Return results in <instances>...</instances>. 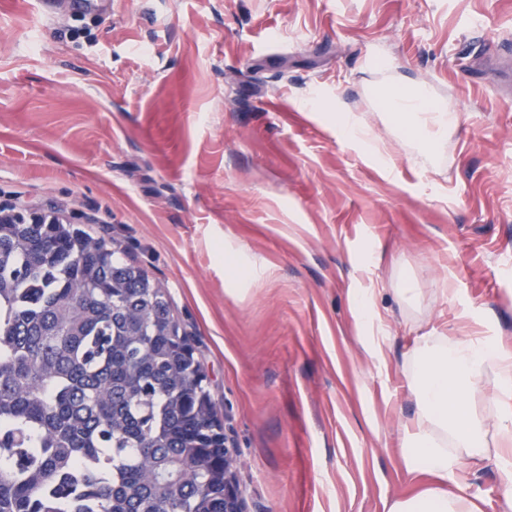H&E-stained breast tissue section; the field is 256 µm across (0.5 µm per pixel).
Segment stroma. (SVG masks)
I'll return each instance as SVG.
<instances>
[{
    "label": "stroma",
    "mask_w": 512,
    "mask_h": 512,
    "mask_svg": "<svg viewBox=\"0 0 512 512\" xmlns=\"http://www.w3.org/2000/svg\"><path fill=\"white\" fill-rule=\"evenodd\" d=\"M498 52L512 0H0V206L59 213L167 292L245 512H388L415 338H512ZM396 77L459 106L435 164L371 94ZM342 113L345 112H336V127L340 133L361 143L369 153L382 156L383 153L381 149L377 145L373 144L367 129L358 121L353 119L351 114Z\"/></svg>",
    "instance_id": "obj_1"
}]
</instances>
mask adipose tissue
<instances>
[{
	"label": "adipose tissue",
	"mask_w": 512,
	"mask_h": 512,
	"mask_svg": "<svg viewBox=\"0 0 512 512\" xmlns=\"http://www.w3.org/2000/svg\"><path fill=\"white\" fill-rule=\"evenodd\" d=\"M377 99L387 119L424 149L459 115L400 82ZM415 412L401 432L407 470L430 484L392 503L389 512H483L469 494L474 462L496 470L504 512H512V346L500 337L420 336L408 358ZM496 412L499 446L484 444L486 424L475 399Z\"/></svg>",
	"instance_id": "ef3b65f1"
}]
</instances>
